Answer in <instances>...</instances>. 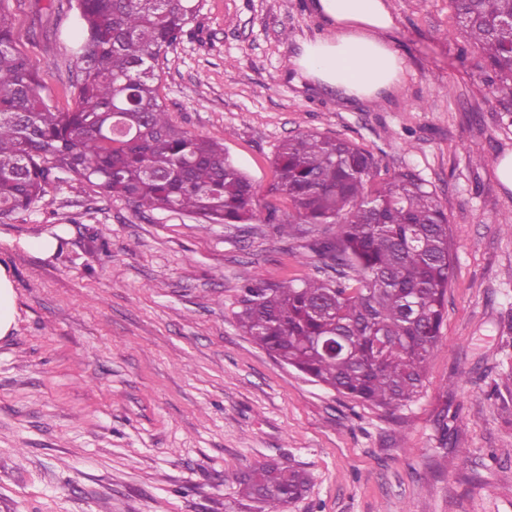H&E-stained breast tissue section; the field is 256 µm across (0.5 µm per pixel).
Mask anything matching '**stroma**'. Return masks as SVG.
I'll return each mask as SVG.
<instances>
[{
	"label": "stroma",
	"mask_w": 512,
	"mask_h": 512,
	"mask_svg": "<svg viewBox=\"0 0 512 512\" xmlns=\"http://www.w3.org/2000/svg\"><path fill=\"white\" fill-rule=\"evenodd\" d=\"M402 57L395 89L349 99L302 76L303 41L328 34L314 0H202L159 60L171 122L224 145L258 189L304 131L408 171L448 214L454 279L418 395L387 411L281 364L244 336L241 287L321 277L310 239L332 224H203L136 208L54 173L0 223L15 325L0 339V512H258L236 472L306 471L284 512H512V191L494 164L512 112L481 52L451 38L450 0H387ZM15 47L44 99L76 108V0H10ZM486 163H476V155ZM59 235L42 259L26 240Z\"/></svg>",
	"instance_id": "35a3bbf8"
}]
</instances>
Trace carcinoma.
Returning <instances> with one entry per match:
<instances>
[{"instance_id":"1","label":"carcinoma","mask_w":512,"mask_h":512,"mask_svg":"<svg viewBox=\"0 0 512 512\" xmlns=\"http://www.w3.org/2000/svg\"><path fill=\"white\" fill-rule=\"evenodd\" d=\"M0 0V221L30 208L53 171L74 174L138 208H169L204 224H250L258 190L224 146L168 118L161 54L200 12L201 0H77L81 40L75 110L40 93L38 68L12 38ZM456 31L482 51L487 81L512 109V0H451ZM374 156L350 140L300 132L275 155L265 195L288 201L280 235L295 224H334L314 242L334 275L242 288V333L279 362L337 393L380 407L411 401L437 350L454 277L448 217L416 175L378 179ZM346 342L325 352L328 338ZM262 512H281L309 483L264 463L236 476Z\"/></svg>"}]
</instances>
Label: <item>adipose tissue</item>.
<instances>
[{
	"mask_svg": "<svg viewBox=\"0 0 512 512\" xmlns=\"http://www.w3.org/2000/svg\"><path fill=\"white\" fill-rule=\"evenodd\" d=\"M314 7L336 30L303 43L296 65L304 76L359 99L399 82L403 60L386 38L394 20L385 0H314Z\"/></svg>",
	"mask_w": 512,
	"mask_h": 512,
	"instance_id": "1",
	"label": "adipose tissue"
}]
</instances>
